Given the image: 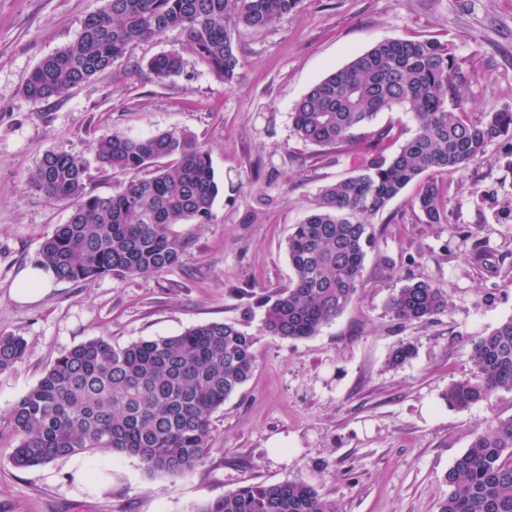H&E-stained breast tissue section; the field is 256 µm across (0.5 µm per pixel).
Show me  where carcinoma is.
<instances>
[{
  "instance_id": "carcinoma-1",
  "label": "carcinoma",
  "mask_w": 512,
  "mask_h": 512,
  "mask_svg": "<svg viewBox=\"0 0 512 512\" xmlns=\"http://www.w3.org/2000/svg\"><path fill=\"white\" fill-rule=\"evenodd\" d=\"M300 0H107L81 22L73 40L44 57L23 85L34 103L77 88L112 67L129 49L168 32L226 83L238 59L232 30L265 28ZM171 50L148 68L162 83L181 71ZM453 49L433 39L384 40L316 82L291 113L297 138L362 158L355 175L322 190L288 238L292 286L261 301L263 330L282 339L314 336L352 302L361 283L370 218L410 183L427 179L414 204L426 224L447 220L437 177L481 161L487 146L512 139V110L470 118L459 96ZM400 107L413 114L414 134L388 154L390 127L377 114ZM100 162L128 180L110 196L85 191L80 156L48 152L27 181L71 214L41 244L40 264L59 280L85 282L159 275L180 262L184 243L172 227L212 221L219 184L209 152L182 130L97 141ZM450 293L427 280L409 283L389 301L392 316L426 322L445 312ZM256 337L211 321L183 333L114 346L101 336L74 346L0 418L14 442L17 469L96 452L138 457L151 474H186L203 463L212 441L210 418L256 367ZM20 336L0 334V373L22 359ZM416 348L401 343L389 362L400 366ZM473 371L448 386V407L467 410L498 391H512V318L472 342ZM439 512H512V416L493 419L448 471ZM196 512H339L303 480L252 483Z\"/></svg>"
}]
</instances>
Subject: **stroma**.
<instances>
[{"label": "stroma", "mask_w": 512, "mask_h": 512, "mask_svg": "<svg viewBox=\"0 0 512 512\" xmlns=\"http://www.w3.org/2000/svg\"><path fill=\"white\" fill-rule=\"evenodd\" d=\"M104 5L0 0V333L26 342L23 358L0 373V416L60 355L95 336L125 346L223 321L256 337L257 363L213 414L206 459L182 476L102 452L20 470L1 435L0 512H196L239 486L292 480L340 512H438L455 459L494 417L512 415V392L463 411L442 399L469 373L472 339L512 317V213L503 207L512 200V140L440 177L446 223L422 222L415 183L373 217L358 294L315 336L265 335L257 299L292 284V226L323 187L359 165L356 154L299 141L295 103L380 41L432 38L453 46L472 119L511 109L512 0H300L265 29L234 31L231 83L188 52L179 74L157 82L147 62L180 48L171 32L60 97L28 100L26 76ZM172 129L206 145L220 185L211 223L174 226L185 244L180 264L149 278L57 280L40 301H19V272L38 264L43 240L70 215L26 181L43 155H79L87 192L111 195L126 178L99 162L98 138ZM412 280L450 290L448 310L425 324L393 319L388 300ZM402 341L417 353L391 366Z\"/></svg>", "instance_id": "stroma-1"}]
</instances>
